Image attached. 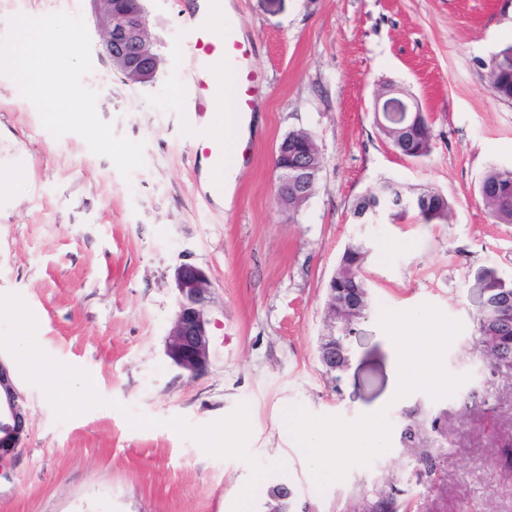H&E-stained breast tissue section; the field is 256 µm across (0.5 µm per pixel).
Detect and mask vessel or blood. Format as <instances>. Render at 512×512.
I'll list each match as a JSON object with an SVG mask.
<instances>
[{
    "instance_id": "vessel-or-blood-1",
    "label": "vessel or blood",
    "mask_w": 512,
    "mask_h": 512,
    "mask_svg": "<svg viewBox=\"0 0 512 512\" xmlns=\"http://www.w3.org/2000/svg\"><path fill=\"white\" fill-rule=\"evenodd\" d=\"M223 18V0H195L185 16L187 36L182 43L183 52L194 60L184 97L186 122L202 157L219 170L227 161V149L223 139L212 135L206 116L215 111L225 79L233 81V112L241 125L266 86L263 73L252 65L253 40L238 26L223 25Z\"/></svg>"
}]
</instances>
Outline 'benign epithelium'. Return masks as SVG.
<instances>
[{"label":"benign epithelium","mask_w":512,"mask_h":512,"mask_svg":"<svg viewBox=\"0 0 512 512\" xmlns=\"http://www.w3.org/2000/svg\"><path fill=\"white\" fill-rule=\"evenodd\" d=\"M90 4L92 17L102 36L100 52L110 60L123 82L129 85L152 82L161 59L148 32L146 9L119 8L115 0H90ZM375 120L380 127L395 120L412 130L425 121V117L407 92L396 85H388L377 95ZM285 156V147L278 146L275 168L279 171L277 199L281 204L288 200V194L299 195L306 191L311 169L307 154H298L290 166L284 164ZM414 204L415 200H406L396 192L386 190L366 200L357 219L362 224L369 223L395 205ZM174 286L178 302L166 339L165 356L171 365L198 376L208 370L211 362V282L202 268L184 263L175 268ZM26 423L24 398L9 366L0 359V464L21 451Z\"/></svg>","instance_id":"obj_1"}]
</instances>
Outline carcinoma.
<instances>
[{
    "mask_svg": "<svg viewBox=\"0 0 512 512\" xmlns=\"http://www.w3.org/2000/svg\"><path fill=\"white\" fill-rule=\"evenodd\" d=\"M492 93L502 100H512V45L502 49L499 65L487 72ZM389 142L406 140L407 147L423 158L432 149L433 133L427 123L412 131H404L398 123L380 128ZM290 142L310 141L313 161L311 176L319 180L323 169V158L314 143L312 135L305 130H294L286 136ZM479 193L489 208L495 224H512V169L492 167L485 172L479 185ZM418 200L427 202V207H414L418 216L426 224H446L451 212L448 197L439 191L425 189L416 194ZM368 250L362 244H352L342 254L336 269V305L325 307L328 322L336 325L332 337L324 341V346L336 351V369L331 371L334 379L344 370L349 361V337L369 304V293L363 268ZM512 301V284L501 280H489L480 288L479 308L488 307L495 300ZM477 342L492 371L512 370V326L505 327L493 317H479L476 322ZM437 454L426 452L416 462L418 480L431 489L435 485ZM398 491L378 497L369 507V512H399Z\"/></svg>",
    "mask_w": 512,
    "mask_h": 512,
    "instance_id": "carcinoma-1",
    "label": "carcinoma"
}]
</instances>
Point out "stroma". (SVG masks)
I'll return each mask as SVG.
<instances>
[{"label":"stroma","mask_w":512,"mask_h":512,"mask_svg":"<svg viewBox=\"0 0 512 512\" xmlns=\"http://www.w3.org/2000/svg\"><path fill=\"white\" fill-rule=\"evenodd\" d=\"M190 2H145L162 57L154 82L127 85L91 53L83 83L98 117L145 143L130 179L81 136L54 137L0 75V176L12 179L0 191V359L28 411L23 449L0 467V512H270L268 494L238 499L256 477L290 487L295 512H364L393 488L407 512H512V372L491 374L474 321L483 280L512 283V224L494 223L478 193L489 167L512 168V101L491 93L485 68L512 45V0H230L268 84L252 160L229 174L226 203L205 187L187 135L192 60L179 46ZM55 12L81 16L99 44L89 0H0V39L17 14ZM387 83L425 115L429 156L403 157L380 133ZM296 129L314 136L324 167L292 217L276 199L274 158ZM386 179L444 193L448 223L413 211L356 223L357 199ZM354 243L369 251L371 304L335 382L317 345L327 283ZM183 263L213 286L211 365L199 377L164 354ZM424 303L462 323L444 363L468 380L445 399H399L379 314ZM298 407L347 420L386 410L391 446L318 488L287 426ZM436 417L448 442L430 490L411 472Z\"/></svg>","instance_id":"stroma-1"}]
</instances>
